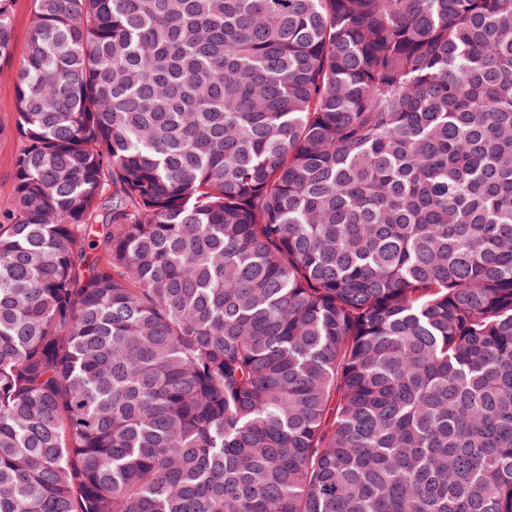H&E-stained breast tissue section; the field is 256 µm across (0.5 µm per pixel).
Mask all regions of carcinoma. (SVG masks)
I'll return each mask as SVG.
<instances>
[{"label":"carcinoma","mask_w":512,"mask_h":512,"mask_svg":"<svg viewBox=\"0 0 512 512\" xmlns=\"http://www.w3.org/2000/svg\"><path fill=\"white\" fill-rule=\"evenodd\" d=\"M15 131L0 512H512V0H35Z\"/></svg>","instance_id":"obj_1"}]
</instances>
